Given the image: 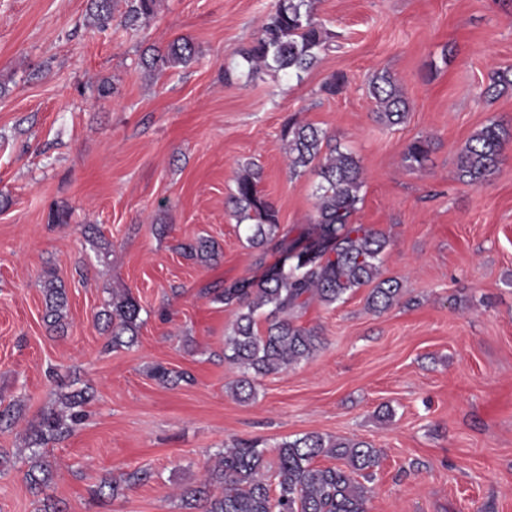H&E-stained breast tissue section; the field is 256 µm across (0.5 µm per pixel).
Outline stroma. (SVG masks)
Here are the masks:
<instances>
[{
  "label": "stroma",
  "instance_id": "1",
  "mask_svg": "<svg viewBox=\"0 0 512 512\" xmlns=\"http://www.w3.org/2000/svg\"><path fill=\"white\" fill-rule=\"evenodd\" d=\"M277 0H159L148 26H85L88 0H0V401L18 423L0 430L12 465L0 512H36L24 480L27 435L57 404L59 382L90 388L87 417L47 445L51 494L71 512H186L180 491L217 454L314 433L381 450L369 512H512V143L479 186L459 180L458 153L490 121L512 123V90L483 97L512 68V0H314L331 48L300 78L263 72L225 83ZM189 38L194 61L146 78L142 50ZM389 71L410 102L405 122L377 121L367 84ZM338 94L323 90L333 74ZM112 97L98 94L102 82ZM334 135L363 168L353 223L383 233V277L399 304L378 313L368 288L301 322L322 347L256 382L237 400L224 359L236 308L207 291L262 277L259 255L226 206L243 165L282 232L314 214L315 170L292 175L288 119ZM430 139L417 167L408 145ZM69 210L66 224L51 209ZM205 237L216 261L184 257ZM67 290L66 329L44 322L43 284ZM140 304L136 343L112 348L96 314L112 297ZM192 375L175 386L155 365ZM136 468L151 479L104 506L89 491Z\"/></svg>",
  "mask_w": 512,
  "mask_h": 512
}]
</instances>
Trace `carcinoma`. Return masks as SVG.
<instances>
[{
    "instance_id": "obj_1",
    "label": "carcinoma",
    "mask_w": 512,
    "mask_h": 512,
    "mask_svg": "<svg viewBox=\"0 0 512 512\" xmlns=\"http://www.w3.org/2000/svg\"><path fill=\"white\" fill-rule=\"evenodd\" d=\"M121 24L138 27L153 19L158 0H125ZM114 0H89L86 26L102 33L112 25ZM331 33L313 13L312 0H277L276 9L261 25L254 43L240 51L247 63L248 75L264 70L290 76L312 67L328 49ZM195 47L186 37L172 41L166 48L153 47L141 57L144 73L158 76L166 70L185 67L195 59ZM512 88V70L494 72L483 94L498 96ZM369 95L377 103L378 121L394 126L404 122L409 105L392 75L382 71L368 83ZM290 172L297 175L308 168L317 170L320 182L315 192L313 227L291 237L279 233L277 211L261 193V167L255 163L243 167L229 197L232 213L245 225V240L250 247L266 254L282 253L307 244L314 255L298 258L282 266L274 264L261 278L240 286L213 288V300L237 306L232 331L225 339V359L242 370L233 392L240 400L255 393V382L312 357L322 345L316 327L299 323L302 312L313 301L330 306L356 288L373 285L366 305L374 311H386L399 299L398 281L380 278L381 255L387 239L362 224L350 221L360 201L362 166L352 153L335 145L328 157L320 159L323 146L331 136L310 124L288 121L281 132ZM512 142V124L492 121L477 131L457 157L459 179L470 185L482 184L501 161L504 146ZM431 151V141L417 139L407 148L410 164H422ZM190 258L204 262L215 259V243L200 238L183 247ZM44 320L56 332L65 330L66 288L54 276L44 281ZM141 306L131 296L112 300L104 310V330L111 332L112 346L135 342L141 324ZM152 376L164 384L189 381L186 373H174L162 365L152 368ZM88 389L59 394L60 409L40 415L30 429V444L35 447L25 479L29 492L40 503L37 512H70L68 504L47 493L54 478V465L37 448L69 436L85 416L90 401ZM329 456L343 466L316 467L315 458ZM380 450L359 439L326 440L319 434H305L279 445L276 465L254 443H238L219 453L217 463L200 482L184 488V505L199 512H368V491L361 480L373 477L379 465ZM273 473L276 493H271L268 473ZM151 478L147 470L136 469L112 480L104 479L93 496L104 501L125 490L142 485ZM222 488L219 494L214 489Z\"/></svg>"
}]
</instances>
